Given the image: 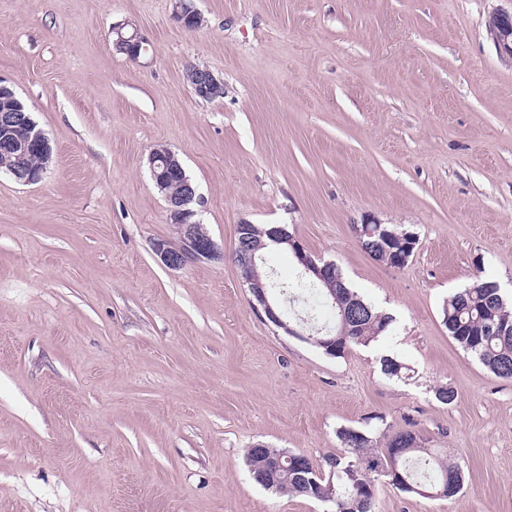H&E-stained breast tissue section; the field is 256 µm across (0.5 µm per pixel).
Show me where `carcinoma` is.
Masks as SVG:
<instances>
[{
    "label": "carcinoma",
    "instance_id": "carcinoma-1",
    "mask_svg": "<svg viewBox=\"0 0 512 512\" xmlns=\"http://www.w3.org/2000/svg\"><path fill=\"white\" fill-rule=\"evenodd\" d=\"M378 237L358 239L363 250L377 260L387 261ZM476 287L463 288L448 297L442 306L443 323L461 349L478 359L500 378L512 379V302L498 282L476 277ZM294 288L307 299L306 320L318 331L317 337L336 338V355L354 345L365 346L384 333L392 316L379 311L349 287L336 296L313 281H300ZM408 431L387 436L380 448L366 432L350 427L336 431L341 448L325 459L328 473L298 453L265 447L246 450V463L253 480L266 490L297 494L328 506L326 512H373L380 480L387 479L397 489L413 493L417 489L463 490L465 477L460 467L420 444L401 449ZM288 456V463L276 475L266 474L271 459Z\"/></svg>",
    "mask_w": 512,
    "mask_h": 512
}]
</instances>
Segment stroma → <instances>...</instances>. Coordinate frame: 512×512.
I'll return each instance as SVG.
<instances>
[{"label":"stroma","mask_w":512,"mask_h":512,"mask_svg":"<svg viewBox=\"0 0 512 512\" xmlns=\"http://www.w3.org/2000/svg\"><path fill=\"white\" fill-rule=\"evenodd\" d=\"M505 0H0V78L53 157L0 174V512H323L251 478L262 443L323 465L336 431L407 429L465 474L440 499L381 481L375 512H512V380L465 354L443 302L476 275L512 290V62L485 21ZM147 38L133 62L111 29ZM224 80L196 97L189 65ZM174 151L223 256L178 271L148 155ZM417 234L374 259L366 215ZM284 224L394 321L326 355L254 311L240 222ZM273 298L300 279L264 252ZM390 356L402 378L380 371ZM448 387L452 403L435 392ZM173 15L179 25L187 32H193L196 27L198 9L194 0H172Z\"/></svg>","instance_id":"1"}]
</instances>
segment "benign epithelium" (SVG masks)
Returning <instances> with one entry per match:
<instances>
[{"instance_id":"7a95c632","label":"benign epithelium","mask_w":512,"mask_h":512,"mask_svg":"<svg viewBox=\"0 0 512 512\" xmlns=\"http://www.w3.org/2000/svg\"><path fill=\"white\" fill-rule=\"evenodd\" d=\"M173 15L179 25L192 32L196 27L198 9L194 0H172ZM494 22L493 45L500 58L512 61V11L498 10L492 14ZM112 43L116 50L125 54L131 61L142 57L141 44L145 39L136 25L124 22L112 27ZM186 81L195 94L203 99H213L224 94V82L206 67L192 65L186 70ZM37 148L42 159V168H47L51 158L48 138L37 128L31 113L21 104L0 112V173L11 176L16 182L30 184L36 178L27 173L21 165L22 154L19 150ZM149 166L155 187L164 197L170 223L177 226L179 244L172 246L164 240L154 243V253L161 263L172 270L182 269L203 259H214L219 255L215 241L202 231L195 206L200 197L192 180L185 174L178 156L164 145L156 146L150 153ZM181 175L177 190H172L169 174ZM267 240H256L247 235V222L238 224L234 260L239 269L243 284L248 288L256 304L253 308L265 321L284 330L291 336L303 337V334L290 327L284 312L269 297L268 285L253 275V269L262 250L268 245L288 246L311 280L323 285L331 294L336 295V264L324 261L308 252L299 239L282 225L266 230ZM389 243L396 246L395 261L392 265H404L414 253L418 239L412 235L399 236L394 232L386 235Z\"/></svg>"}]
</instances>
